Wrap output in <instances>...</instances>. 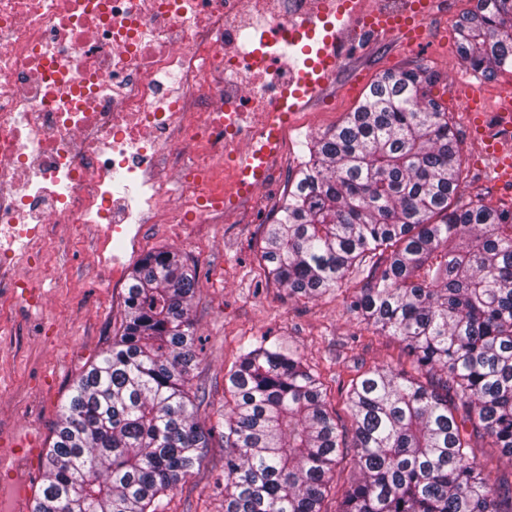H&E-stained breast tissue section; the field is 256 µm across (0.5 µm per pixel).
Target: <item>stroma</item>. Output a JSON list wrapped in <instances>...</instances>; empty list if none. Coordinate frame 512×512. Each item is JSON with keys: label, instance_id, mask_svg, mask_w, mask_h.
<instances>
[{"label": "stroma", "instance_id": "35a3bbf8", "mask_svg": "<svg viewBox=\"0 0 512 512\" xmlns=\"http://www.w3.org/2000/svg\"><path fill=\"white\" fill-rule=\"evenodd\" d=\"M475 5L476 0H443L428 15L427 33L413 48L398 35L349 47L346 65L327 90L331 103L312 104L289 125L279 159L284 175L297 172L307 142L342 124L383 73L424 65L439 77L431 95L448 109L462 142L463 201L511 211L512 187L492 178L474 133L476 121L460 100L465 90L481 86L488 111L499 93L512 89V69L487 80L458 54L455 26ZM182 160L184 179L173 185L158 223L142 225L141 250L175 251L197 274L191 318L203 353L191 382L208 393L199 409L201 421L210 424L223 414L224 376L240 346L267 336L304 356L325 384L329 411L338 423L349 424L341 389L374 366L398 363V342L349 315L338 292L315 300L292 298L267 279L257 251L286 184L256 194L222 222L174 223L195 157L187 151ZM100 239L97 224L84 225L75 236L57 228L17 269L41 293L40 305L20 304L0 314V506L28 512L43 485V453L52 442L59 410L74 381L111 345L124 319L125 291L111 284ZM167 512H224L220 439L212 440L201 467L179 486Z\"/></svg>", "mask_w": 512, "mask_h": 512}]
</instances>
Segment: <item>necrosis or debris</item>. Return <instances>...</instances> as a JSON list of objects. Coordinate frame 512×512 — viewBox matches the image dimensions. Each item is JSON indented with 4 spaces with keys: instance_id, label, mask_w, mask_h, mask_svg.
<instances>
[{
    "instance_id": "necrosis-or-debris-1",
    "label": "necrosis or debris",
    "mask_w": 512,
    "mask_h": 512,
    "mask_svg": "<svg viewBox=\"0 0 512 512\" xmlns=\"http://www.w3.org/2000/svg\"><path fill=\"white\" fill-rule=\"evenodd\" d=\"M320 0H0V255L27 264L54 226L103 240L162 208L195 154L174 217L243 201L237 157L269 140L300 68L282 49ZM220 82H213V75Z\"/></svg>"
}]
</instances>
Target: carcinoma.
Here are the masks:
<instances>
[{
	"label": "carcinoma",
	"mask_w": 512,
	"mask_h": 512,
	"mask_svg": "<svg viewBox=\"0 0 512 512\" xmlns=\"http://www.w3.org/2000/svg\"><path fill=\"white\" fill-rule=\"evenodd\" d=\"M485 79L512 67V0H477L456 25ZM426 67L390 72L313 139L264 225L259 261L290 296L344 294L394 336L414 374L378 365L326 408L303 356L264 336L224 376V512H325L336 467L357 476L335 512H512V483L470 457L472 436L512 463V212L462 201V150ZM195 274L145 254L122 331L74 382L31 512H161L198 469Z\"/></svg>",
	"instance_id": "1"
}]
</instances>
